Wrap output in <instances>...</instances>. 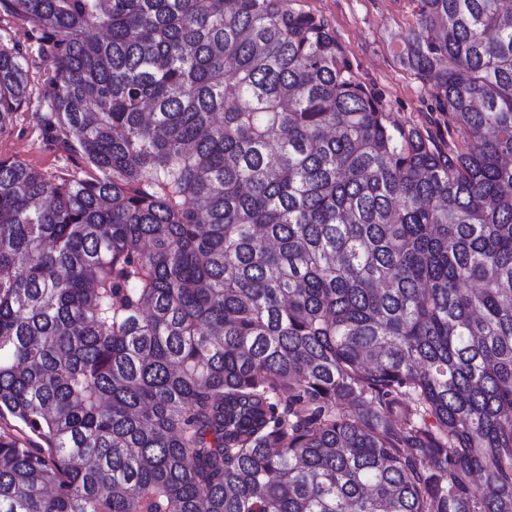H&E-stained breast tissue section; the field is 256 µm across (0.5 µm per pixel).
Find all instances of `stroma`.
Segmentation results:
<instances>
[{"instance_id": "35a3bbf8", "label": "stroma", "mask_w": 512, "mask_h": 512, "mask_svg": "<svg viewBox=\"0 0 512 512\" xmlns=\"http://www.w3.org/2000/svg\"><path fill=\"white\" fill-rule=\"evenodd\" d=\"M296 7L329 23L358 79L380 96L390 121L417 127L438 145H445V114L438 111L428 85L396 57L404 35L416 23L418 0H297ZM0 33L25 50L30 89L12 127L0 134V159L20 161L46 172L73 167L67 153L48 144L37 119L48 109L51 63L36 33L2 13Z\"/></svg>"}]
</instances>
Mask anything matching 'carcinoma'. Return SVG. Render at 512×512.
Segmentation results:
<instances>
[{"mask_svg": "<svg viewBox=\"0 0 512 512\" xmlns=\"http://www.w3.org/2000/svg\"><path fill=\"white\" fill-rule=\"evenodd\" d=\"M294 2L0 0V512H512V0H419L446 150ZM0 31L26 50L30 96L16 113L12 127L0 134V159L20 161L37 170L55 172L75 166L67 153L47 143L37 115L48 112L47 87L51 63L40 47L37 33L0 12Z\"/></svg>", "mask_w": 512, "mask_h": 512, "instance_id": "obj_1", "label": "carcinoma"}]
</instances>
